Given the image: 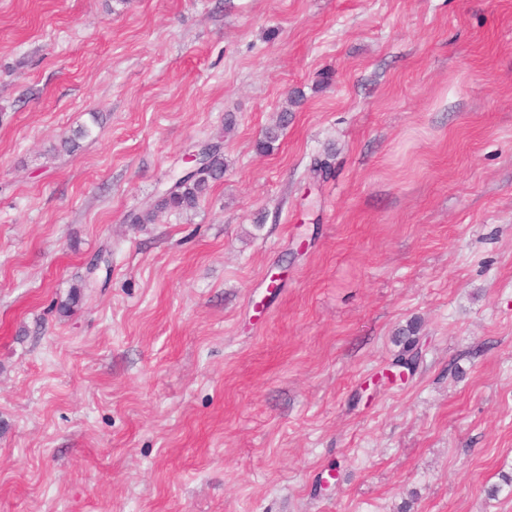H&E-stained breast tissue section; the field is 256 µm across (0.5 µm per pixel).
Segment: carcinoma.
Masks as SVG:
<instances>
[{
  "label": "carcinoma",
  "mask_w": 512,
  "mask_h": 512,
  "mask_svg": "<svg viewBox=\"0 0 512 512\" xmlns=\"http://www.w3.org/2000/svg\"><path fill=\"white\" fill-rule=\"evenodd\" d=\"M91 135V128L81 127L73 135L63 138L59 144V149L71 153L78 147L79 140L86 139ZM206 158L207 164L196 174H187L183 171L173 174L169 186L159 193L153 205L130 213L131 222L134 224H149L154 220L155 211L159 209L187 211L196 208L205 197L210 182L224 175L222 143L217 141L210 145V151L206 153ZM400 343L402 349L396 363L410 369L415 363V326L411 325L402 332Z\"/></svg>",
  "instance_id": "1"
}]
</instances>
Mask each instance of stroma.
<instances>
[{"label": "stroma", "mask_w": 512, "mask_h": 512, "mask_svg": "<svg viewBox=\"0 0 512 512\" xmlns=\"http://www.w3.org/2000/svg\"><path fill=\"white\" fill-rule=\"evenodd\" d=\"M229 115L199 206L127 223ZM510 473L512 0H0V512H512ZM416 327L414 325H410L408 329L404 330L401 333V339L399 342L402 344V349L399 353V356L396 360V364H399L401 367L406 369H410L413 367L415 363V353H412L416 347Z\"/></svg>", "instance_id": "1"}]
</instances>
